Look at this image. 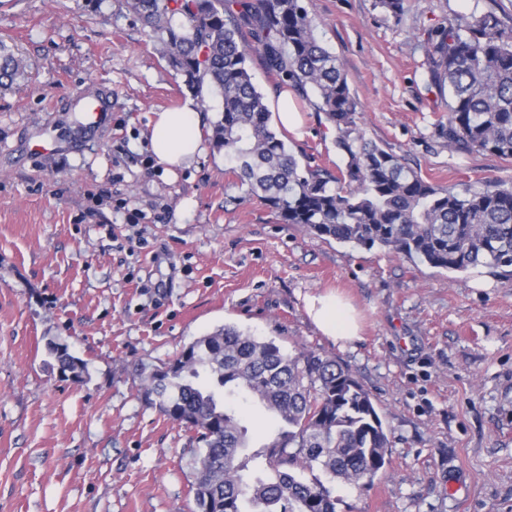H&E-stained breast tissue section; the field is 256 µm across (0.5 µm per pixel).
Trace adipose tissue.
Returning <instances> with one entry per match:
<instances>
[{
    "label": "adipose tissue",
    "mask_w": 512,
    "mask_h": 512,
    "mask_svg": "<svg viewBox=\"0 0 512 512\" xmlns=\"http://www.w3.org/2000/svg\"><path fill=\"white\" fill-rule=\"evenodd\" d=\"M201 114L195 100L182 108L157 113L150 131V150L165 169L189 165L201 151ZM305 309L323 336L336 343L353 341L359 325L351 308L332 293L306 295Z\"/></svg>",
    "instance_id": "obj_1"
}]
</instances>
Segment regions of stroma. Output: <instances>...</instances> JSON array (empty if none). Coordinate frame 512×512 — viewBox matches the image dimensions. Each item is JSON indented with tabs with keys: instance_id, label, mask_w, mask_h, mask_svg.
I'll return each mask as SVG.
<instances>
[{
	"instance_id": "35a3bbf8",
	"label": "stroma",
	"mask_w": 512,
	"mask_h": 512,
	"mask_svg": "<svg viewBox=\"0 0 512 512\" xmlns=\"http://www.w3.org/2000/svg\"><path fill=\"white\" fill-rule=\"evenodd\" d=\"M304 4L365 139L439 187L512 184V159L449 149L448 92L424 58L428 30L456 15L492 8L512 27V0H410L398 20L377 0ZM0 40L30 62L0 91V512H196L201 445L143 388L225 325L336 358L371 392L390 464L367 491L335 484L336 512H512L511 273L278 223L208 144L164 172L150 124L190 92L126 0H0ZM303 117L289 147L335 169V130ZM326 290L360 310L358 340L308 317L304 295ZM49 350L57 354V360L60 369L65 372L69 371L73 377L80 378L81 373L84 371L85 364L79 358H76L68 353L67 348L55 342L48 343Z\"/></svg>"
}]
</instances>
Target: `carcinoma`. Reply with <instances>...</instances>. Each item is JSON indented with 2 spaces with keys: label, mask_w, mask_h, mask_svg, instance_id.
Listing matches in <instances>:
<instances>
[{
  "label": "carcinoma",
  "mask_w": 512,
  "mask_h": 512,
  "mask_svg": "<svg viewBox=\"0 0 512 512\" xmlns=\"http://www.w3.org/2000/svg\"><path fill=\"white\" fill-rule=\"evenodd\" d=\"M158 35L168 65L210 111L207 134L224 151L244 188L281 224H299L324 239L378 247L431 268L467 272L512 268V186L440 188L357 129V103L342 65L315 35L303 0H127ZM425 49L432 83L448 87V147L512 158V27L493 11L458 16L429 30ZM258 54L277 90L325 114L336 129L340 164L332 175L302 162L271 124L265 97L247 67ZM25 71L0 44V87ZM62 371L81 377L85 364L55 342ZM145 399L197 434L198 512H336V497L317 473L364 489L390 463V440L370 393L336 359L300 347L289 353L226 325L199 338L148 376ZM237 397L261 405L277 429L247 453Z\"/></svg>",
  "instance_id": "carcinoma-1"
}]
</instances>
